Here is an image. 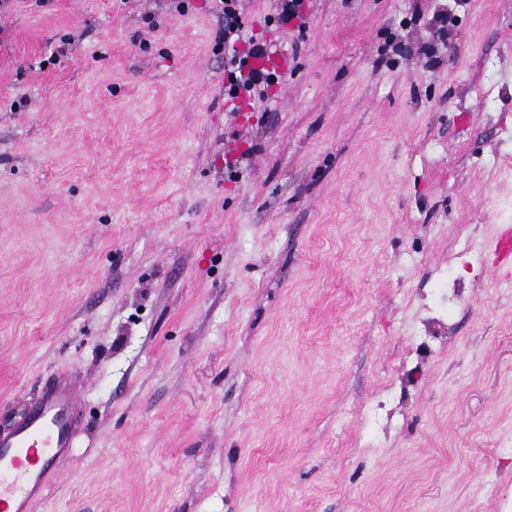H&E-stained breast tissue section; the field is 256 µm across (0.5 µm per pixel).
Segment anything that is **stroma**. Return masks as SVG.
I'll return each mask as SVG.
<instances>
[{
	"instance_id": "obj_1",
	"label": "stroma",
	"mask_w": 512,
	"mask_h": 512,
	"mask_svg": "<svg viewBox=\"0 0 512 512\" xmlns=\"http://www.w3.org/2000/svg\"><path fill=\"white\" fill-rule=\"evenodd\" d=\"M172 2L0 9V429L82 398L37 512H512V0H243L267 112ZM274 8L271 14L265 16L266 26L275 24L276 29L297 20V28L305 26L304 0H273Z\"/></svg>"
}]
</instances>
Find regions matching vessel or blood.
I'll use <instances>...</instances> for the list:
<instances>
[{
  "label": "vessel or blood",
  "mask_w": 512,
  "mask_h": 512,
  "mask_svg": "<svg viewBox=\"0 0 512 512\" xmlns=\"http://www.w3.org/2000/svg\"><path fill=\"white\" fill-rule=\"evenodd\" d=\"M79 425V393L60 376L23 421L0 431V512H35L59 461L71 456Z\"/></svg>",
  "instance_id": "vessel-or-blood-1"
}]
</instances>
